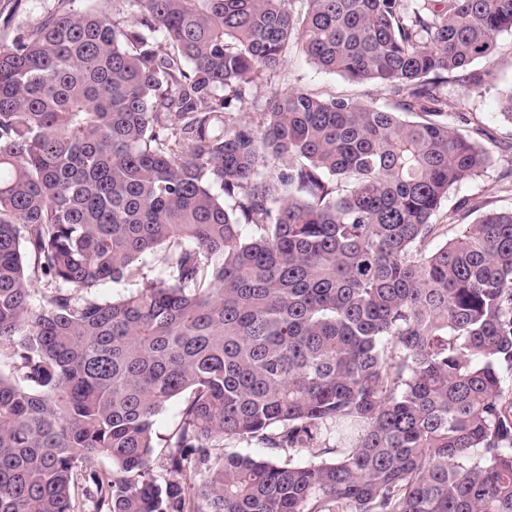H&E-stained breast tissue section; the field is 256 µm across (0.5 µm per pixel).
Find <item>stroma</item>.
<instances>
[{
  "label": "stroma",
  "mask_w": 512,
  "mask_h": 512,
  "mask_svg": "<svg viewBox=\"0 0 512 512\" xmlns=\"http://www.w3.org/2000/svg\"><path fill=\"white\" fill-rule=\"evenodd\" d=\"M96 8L132 23L133 15L125 0H27L20 11H13L11 0H0V13L12 15L9 28L0 27V42L39 25L48 13L62 9ZM301 90L326 98H349L392 108L393 100L382 88L355 83L340 75L321 70L300 53L290 54L279 69L264 73L252 88L247 112H256L268 100L271 89ZM512 88V35L499 36L490 60L472 65L470 70L449 75L440 91L451 103L448 121L460 132L477 140L490 155L483 172L459 183L442 202L434 221L441 239L461 233L489 210H512V122L503 118L499 101Z\"/></svg>",
  "instance_id": "1"
}]
</instances>
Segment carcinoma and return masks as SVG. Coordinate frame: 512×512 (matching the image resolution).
Listing matches in <instances>:
<instances>
[{"label": "carcinoma", "mask_w": 512, "mask_h": 512, "mask_svg": "<svg viewBox=\"0 0 512 512\" xmlns=\"http://www.w3.org/2000/svg\"><path fill=\"white\" fill-rule=\"evenodd\" d=\"M125 2L0 42V512H512V211L422 248L489 161L439 86L512 0ZM293 47L395 111L254 121ZM145 281L146 279L137 281L125 279L121 281H107L95 288L92 291V295H87L84 292L78 293L80 296H88L98 301H115L137 291Z\"/></svg>", "instance_id": "obj_1"}]
</instances>
